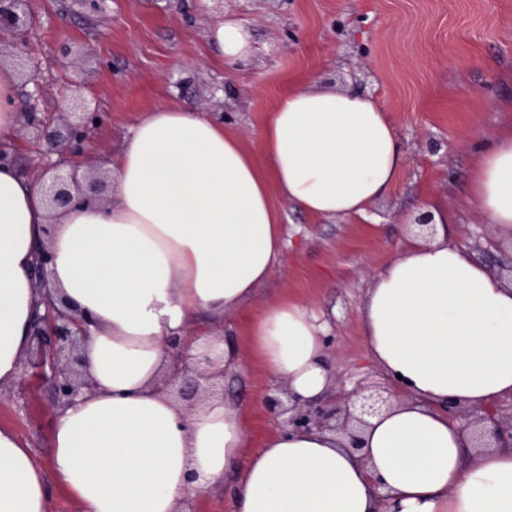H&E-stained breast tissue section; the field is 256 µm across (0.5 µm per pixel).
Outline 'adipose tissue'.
I'll list each match as a JSON object with an SVG mask.
<instances>
[{"instance_id": "ef3b65f1", "label": "adipose tissue", "mask_w": 512, "mask_h": 512, "mask_svg": "<svg viewBox=\"0 0 512 512\" xmlns=\"http://www.w3.org/2000/svg\"><path fill=\"white\" fill-rule=\"evenodd\" d=\"M210 43L230 66L255 51L231 19ZM402 163L375 96L298 83L269 112L257 155L187 105L144 112L110 165L112 203L73 208L52 228L39 190L17 166L0 167V386L29 347L30 273L47 238L51 285L92 321L96 383L56 417L48 467L0 428V512H46L50 474L83 512H178L229 475L232 512H512V447L471 448L446 411L512 395V285L449 242L448 216L377 273L360 310L369 353L408 395L372 419L363 461L317 431L251 448L242 408L213 399L189 414L154 390L168 369L164 339L200 317L193 360L213 371L236 363L208 327L243 308L280 259L276 200L316 218H365ZM466 193L489 223L512 227V133L479 152ZM330 332L320 312L281 300L247 336L270 379L313 400L333 378Z\"/></svg>"}]
</instances>
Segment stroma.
Returning a JSON list of instances; mask_svg holds the SVG:
<instances>
[{"label":"stroma","instance_id":"35a3bbf8","mask_svg":"<svg viewBox=\"0 0 512 512\" xmlns=\"http://www.w3.org/2000/svg\"><path fill=\"white\" fill-rule=\"evenodd\" d=\"M34 8L28 43L42 67L40 91L18 87L17 108L57 120L68 79L78 76L103 115L93 153L78 159L84 167L111 159L143 112L172 100L223 116L254 154L268 112L295 83L336 91L361 84L388 109L405 159L392 191L371 205L373 220L314 219L278 201L282 257L249 304L215 328L238 351L224 399L245 408L254 439L278 427L262 405L275 382L250 351L248 318L283 298L315 306L334 327L327 355L337 378L384 381L359 310L374 275L411 238L408 217L423 202L453 216L450 242H497L488 268L512 277V230L488 223L464 190L476 151L512 126V0H224L225 16L254 42L238 67L213 53L215 21L202 8L171 13L160 0H106L91 20L73 0H36ZM430 137L442 140L439 153H429ZM22 369L0 390V427L43 464L58 410L31 361Z\"/></svg>","mask_w":512,"mask_h":512}]
</instances>
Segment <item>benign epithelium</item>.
I'll list each match as a JSON object with an SVG mask.
<instances>
[{
    "label": "benign epithelium",
    "mask_w": 512,
    "mask_h": 512,
    "mask_svg": "<svg viewBox=\"0 0 512 512\" xmlns=\"http://www.w3.org/2000/svg\"><path fill=\"white\" fill-rule=\"evenodd\" d=\"M33 2L35 0H0V35L13 38L10 45L0 51V67L9 65L22 85L32 84L38 88L40 67L28 52L26 40ZM19 116L24 126L32 130L34 141L42 145L45 154L52 155L69 148H84L99 112L81 81L72 79L67 83L65 108L57 125L43 124L34 112H21ZM109 180L110 171L104 161L86 169H65L56 163L42 170L34 185L43 194L50 211L60 214L87 202L107 204ZM414 223L420 236L433 234V217L428 209H421ZM51 258L49 247L43 246L31 272L35 295L44 306V312L35 313L32 338L42 360L39 375L50 383L59 407L64 408L94 390V382L87 372L85 351L90 321L53 295L48 281ZM163 345L170 358V372L157 382L158 392L188 407L194 406L203 393H217L224 374H214L196 365L189 357L185 337H168ZM397 394L389 380L381 386H368L359 380L350 390L339 385L323 402H302L285 391L281 396L267 395L264 404L270 413L281 418V430L328 431L336 436L338 447L355 454L362 448V434L369 419L391 409ZM448 416L469 431L474 448H491L504 442L512 445V417L504 419L496 403L480 411L457 406L448 411Z\"/></svg>",
    "instance_id": "1"
}]
</instances>
